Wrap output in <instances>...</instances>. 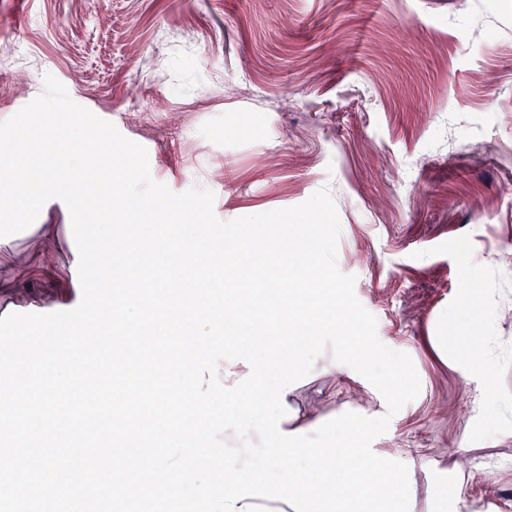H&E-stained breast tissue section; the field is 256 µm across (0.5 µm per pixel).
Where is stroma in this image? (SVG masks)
Returning <instances> with one entry per match:
<instances>
[{
    "label": "stroma",
    "mask_w": 512,
    "mask_h": 512,
    "mask_svg": "<svg viewBox=\"0 0 512 512\" xmlns=\"http://www.w3.org/2000/svg\"><path fill=\"white\" fill-rule=\"evenodd\" d=\"M19 71L31 84L13 83ZM48 74L146 149L153 180L212 191L222 221L330 187L338 268L421 382L374 447L445 463L468 444L470 501L512 512V0L463 13L453 0H0V122ZM81 296L36 238L0 259V315ZM468 332L485 336L494 383L424 343ZM491 388L506 406H489ZM368 397L318 376L299 401L326 411Z\"/></svg>",
    "instance_id": "35a3bbf8"
}]
</instances>
